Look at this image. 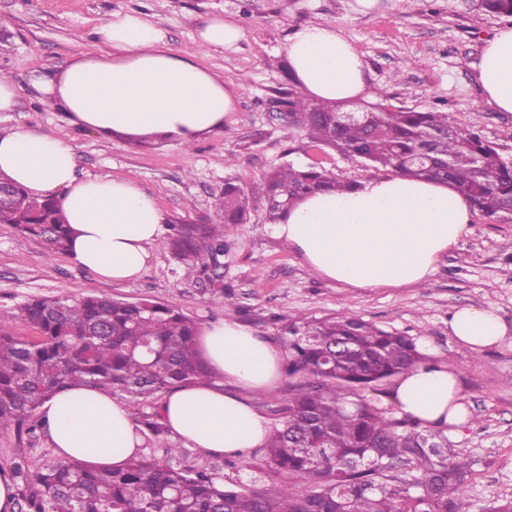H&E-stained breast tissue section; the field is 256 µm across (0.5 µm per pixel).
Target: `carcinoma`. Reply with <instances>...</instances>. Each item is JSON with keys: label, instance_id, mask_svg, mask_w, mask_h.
Listing matches in <instances>:
<instances>
[{"label": "carcinoma", "instance_id": "cac0c4a2", "mask_svg": "<svg viewBox=\"0 0 512 512\" xmlns=\"http://www.w3.org/2000/svg\"><path fill=\"white\" fill-rule=\"evenodd\" d=\"M490 14L512 15V0H480ZM289 124L310 142L396 175L452 181L471 208L512 215V163L476 124L461 126L446 112H418L384 103L359 121L341 122L343 103L314 102L300 87L283 92ZM351 182L317 165L273 168L266 176L267 220L277 223L301 197L343 191ZM249 199L227 182L215 218L170 225L168 245L185 275L224 296L219 257L246 223ZM0 224L36 241L46 256L66 254L70 228L60 206L30 197L20 186L0 202ZM17 318L36 327L35 340L10 330ZM197 322L181 309L148 298L66 294L34 297L0 311V428L21 426L57 390L99 387L134 405L177 386L214 378L197 348ZM288 375L299 378L278 409L266 444L265 467L314 485L275 497L247 494L207 470H186L144 456L122 467L92 468L74 459L13 466L24 490L17 512H470L468 461L441 431L390 416L363 395L426 358L413 340L350 313L290 317ZM160 440L154 412L141 421Z\"/></svg>", "mask_w": 512, "mask_h": 512}]
</instances>
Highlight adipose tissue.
Here are the masks:
<instances>
[{
	"label": "adipose tissue",
	"mask_w": 512,
	"mask_h": 512,
	"mask_svg": "<svg viewBox=\"0 0 512 512\" xmlns=\"http://www.w3.org/2000/svg\"><path fill=\"white\" fill-rule=\"evenodd\" d=\"M242 37L237 24L215 16L199 27L195 50L175 51L142 15L114 12L92 44L31 85L70 126L107 138L162 135L189 145L221 129L237 99L236 89L197 64V54L232 47ZM286 53L308 98L351 101L368 92L362 56L334 26L298 28ZM474 70L488 103L512 112V26L487 42ZM0 176L31 197L55 200L70 224V257L105 279L137 278L162 236L166 218L154 194L129 179L79 175L64 139L21 128L1 134ZM470 222L471 209L453 184L378 176L301 199L273 232L324 279L348 288H399L428 283ZM448 330L475 354L511 331L492 310L475 307L458 309ZM197 340L215 378L172 389L159 407L161 421L189 447L246 457L264 447L270 429L250 395L275 388L282 355L234 321L204 327ZM388 399L425 429L455 432L468 422L458 373L435 361L395 376ZM40 412L60 457L118 467L142 452L140 425L109 391L63 388Z\"/></svg>",
	"instance_id": "1"
}]
</instances>
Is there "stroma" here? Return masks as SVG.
Wrapping results in <instances>:
<instances>
[{"mask_svg": "<svg viewBox=\"0 0 512 512\" xmlns=\"http://www.w3.org/2000/svg\"><path fill=\"white\" fill-rule=\"evenodd\" d=\"M116 11L147 17L166 32L175 51L191 48L198 26L214 15L243 29L235 47L198 56L204 68L241 88L222 130L189 146L172 139H105L69 128L60 112L42 104L30 86L33 73L57 70L77 51L78 41L93 39L95 28ZM0 16L9 19L13 34L0 49V79L22 89L17 111L0 112V132L22 128L66 139L80 174L138 182L156 193L170 223L213 215L228 181L250 201L248 223L220 259L225 295L218 299L184 277L165 243L153 246L136 280L112 283L67 255L46 257L35 241L0 224V310L59 294L150 298L177 306L201 326L238 322L283 352L288 317L350 311L379 328L408 334L431 360L461 374L470 418L448 439L472 465L466 484L471 512H488L512 499V217L473 212L467 232L441 257L427 285L349 289L315 274L273 234L264 192L266 173L281 164H317L351 181L377 174L362 160L311 146L305 131L288 129L273 108L277 89L288 84L287 38L311 22L332 25L357 45L372 98L445 112L462 125L479 123L503 159L512 161V112L487 103L473 69L488 39L511 26L512 16L484 14L476 0H375L364 11L356 0H0ZM464 306L493 310L509 328L504 342L478 356L458 346L448 319ZM170 446L180 451L175 466L208 469L247 493L272 496L282 483L265 469L261 448L245 459L217 457L169 435L147 438L144 454L163 462ZM20 458L37 468L58 455L46 434L0 429V471L9 472Z\"/></svg>", "mask_w": 512, "mask_h": 512, "instance_id": "35a3bbf8", "label": "stroma"}]
</instances>
